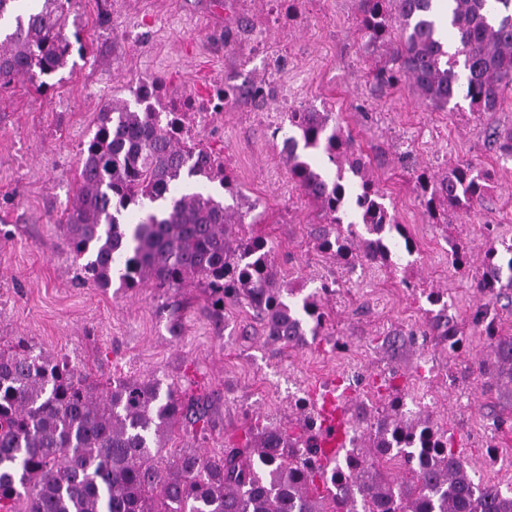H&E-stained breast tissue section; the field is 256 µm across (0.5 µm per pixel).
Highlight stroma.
Wrapping results in <instances>:
<instances>
[{
	"label": "stroma",
	"instance_id": "stroma-1",
	"mask_svg": "<svg viewBox=\"0 0 512 512\" xmlns=\"http://www.w3.org/2000/svg\"><path fill=\"white\" fill-rule=\"evenodd\" d=\"M69 10L86 54L47 93L26 80L0 88V340L22 338L66 357L100 384L178 383L207 405L209 428L176 429L171 453L222 452L240 439L246 414L284 424L295 398L323 392L336 377L393 372L404 393L428 388L424 412L453 433L477 480L511 484L512 403L469 371L486 346L469 319L481 297L471 276L449 263L447 240L461 239L479 260L488 231L512 237V161L487 145L490 127H512V93L499 111L479 116L464 100L450 112L427 108L407 83L376 91L369 73L382 55L366 47L354 0H70ZM147 75L162 78L165 103L206 104L216 88L233 89L218 115L199 123L198 138L221 151L252 207L245 229L268 240L289 287L305 295L321 278L345 281L324 302L323 336L273 350L245 306H225L215 323L202 289L119 292L79 279L61 220L79 185L80 152L103 105L134 100ZM260 81L263 104L247 93ZM310 107L335 112L414 238L416 253L398 267L374 265L370 278L353 280L312 248L318 211L290 181L275 133L286 113ZM457 162L488 172L491 188L434 223L416 173L440 175ZM433 289L452 302L465 351L389 352L386 333L421 326ZM337 338L350 350H333Z\"/></svg>",
	"mask_w": 512,
	"mask_h": 512
}]
</instances>
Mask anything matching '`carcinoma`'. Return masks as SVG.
Instances as JSON below:
<instances>
[{
	"label": "carcinoma",
	"instance_id": "1",
	"mask_svg": "<svg viewBox=\"0 0 512 512\" xmlns=\"http://www.w3.org/2000/svg\"><path fill=\"white\" fill-rule=\"evenodd\" d=\"M0 0L13 24L0 38V87L26 79L37 92L82 53L80 31L67 35L69 0ZM366 44L385 49L372 72L379 89L402 80L435 110L469 101L478 115L500 110L512 90V0H448L441 38L432 0H357ZM198 108L162 107L140 97L112 100L81 151L80 184L63 219L65 244L83 277L100 288L151 286L174 294L205 292L216 322L224 306L245 304L265 342L299 348L323 335L324 300L338 281L325 279L300 304L288 302L267 240L242 232L245 214L220 194L240 196L224 157L196 142ZM281 155L289 179L316 205L322 225L313 249L344 271L391 266L416 245L384 202L355 142L333 112L287 114ZM487 143L512 159V127H495ZM335 166L329 175L314 162ZM487 173L454 164L439 177L416 175L431 215L465 209L488 187ZM146 208L136 223L124 214ZM448 258L475 268L485 299L471 316L488 352L472 371L512 390V336L491 306L512 294V238L491 237L478 266L455 242ZM421 335L450 355L466 338L448 306L428 310ZM379 402L353 411L342 451L322 460L317 401L294 403L295 422L247 427L243 441L211 455L200 448L163 454L174 430L209 424L205 405L169 383L129 378L99 386L66 359L19 338L0 344V512H512V487L475 481L448 431L405 407L392 378ZM396 467L407 473L400 479ZM22 507H17V504Z\"/></svg>",
	"mask_w": 512,
	"mask_h": 512
}]
</instances>
